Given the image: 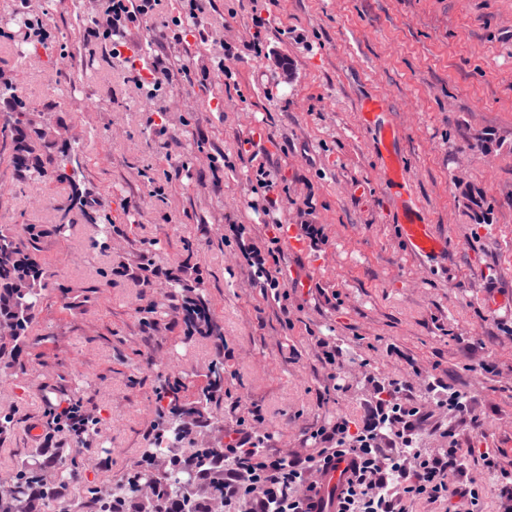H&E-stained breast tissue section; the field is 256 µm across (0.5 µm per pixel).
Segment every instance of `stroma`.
<instances>
[{
  "label": "stroma",
  "mask_w": 512,
  "mask_h": 512,
  "mask_svg": "<svg viewBox=\"0 0 512 512\" xmlns=\"http://www.w3.org/2000/svg\"><path fill=\"white\" fill-rule=\"evenodd\" d=\"M193 41L164 40L187 0H159L152 17L92 40L107 0H0V82L13 85L51 123L76 136L75 183L19 176L0 108V225L65 224L40 243L53 274L26 348V374L0 373V412L15 425L0 435V484L39 457L49 404L82 402L97 425L96 452L82 481L119 482L149 448L166 411L167 377L189 381L193 400L215 357L224 360V399L211 416L219 432L268 433L273 456L318 449L310 434L363 416L374 381L424 385L435 377L461 392L483 422L435 410L422 451L487 448L512 472V0H197ZM42 16V51L17 62L13 18ZM266 21L262 54L244 50L254 17ZM239 47L235 56L225 45ZM136 52L132 68L116 46ZM163 58L171 84L136 77ZM384 99L400 130L405 185L386 183L360 104ZM221 101V110L211 107ZM260 129L285 178L282 223L316 224L323 238L284 250L288 309L254 282L241 243L271 230L252 202L257 162L239 159ZM104 203L120 231L92 249L98 228L65 214L73 190ZM489 205L482 214L476 200ZM448 241L427 261L405 246L404 206ZM147 254L155 268L189 261L224 336H186L166 314L145 328L140 308L163 300V282L131 274ZM69 286L61 296L59 285ZM345 362L326 365L322 343Z\"/></svg>",
  "instance_id": "1"
}]
</instances>
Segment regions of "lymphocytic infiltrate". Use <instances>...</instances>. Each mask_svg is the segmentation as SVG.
Segmentation results:
<instances>
[{
    "mask_svg": "<svg viewBox=\"0 0 512 512\" xmlns=\"http://www.w3.org/2000/svg\"><path fill=\"white\" fill-rule=\"evenodd\" d=\"M280 243L276 235L265 245L243 246L242 255L254 268L261 290L272 291L274 300L283 302L288 294ZM413 393V385L406 381L375 384L361 421L340 418L313 432L319 446L313 455L270 457L261 451L264 434L237 431L224 448L225 502L241 503L243 512H319L312 492L331 462L346 455L351 459L350 474L337 497L336 512H407L414 499H454L465 512H480L477 482L462 477L465 462L474 453L461 447L448 428L443 431L447 447L422 453L419 431L435 413L416 403ZM247 485L260 486V494L244 497Z\"/></svg>",
    "mask_w": 512,
    "mask_h": 512,
    "instance_id": "1",
    "label": "lymphocytic infiltrate"
}]
</instances>
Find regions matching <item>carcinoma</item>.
Segmentation results:
<instances>
[{
    "mask_svg": "<svg viewBox=\"0 0 512 512\" xmlns=\"http://www.w3.org/2000/svg\"><path fill=\"white\" fill-rule=\"evenodd\" d=\"M0 102L9 114L10 162L26 179L42 181L73 180L75 154L69 147L65 126L47 128L40 113L13 92L0 91ZM69 209H76L88 221L101 223L102 238L93 248L105 250L115 226L95 205L74 195ZM65 225L46 227L25 224L16 230L0 227V323L12 330L0 334V366L16 374L26 373L21 358L23 348L32 339L52 274L39 258V244L47 236H60ZM136 277L146 288L153 287L159 271L147 256L136 265ZM167 308L181 314L189 332L212 339L224 347V336L212 319L202 282L184 270L165 274ZM205 377L208 387L189 404L179 402L181 383L173 382L169 398L173 402L165 425L148 449L145 461L130 469L125 479L104 494L83 485V508L95 512H224V449L210 448L197 438L198 428L209 426V409L218 402L216 392L224 386V364L215 359ZM92 460L91 449L78 448L70 454L46 462L23 465L13 474L11 489L0 496V512H31L30 500H36L37 512H70L63 507L61 490L80 482L79 474Z\"/></svg>",
    "mask_w": 512,
    "mask_h": 512,
    "instance_id": "1",
    "label": "carcinoma"
}]
</instances>
